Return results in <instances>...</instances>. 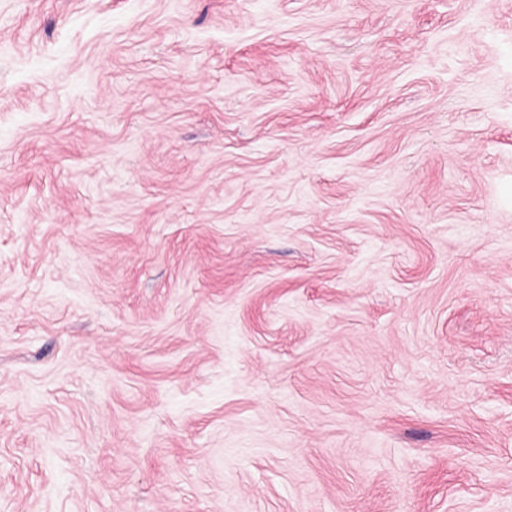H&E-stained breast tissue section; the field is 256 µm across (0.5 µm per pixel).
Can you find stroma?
<instances>
[{
	"instance_id": "35a3bbf8",
	"label": "stroma",
	"mask_w": 512,
	"mask_h": 512,
	"mask_svg": "<svg viewBox=\"0 0 512 512\" xmlns=\"http://www.w3.org/2000/svg\"><path fill=\"white\" fill-rule=\"evenodd\" d=\"M0 512H512V0H0Z\"/></svg>"
}]
</instances>
